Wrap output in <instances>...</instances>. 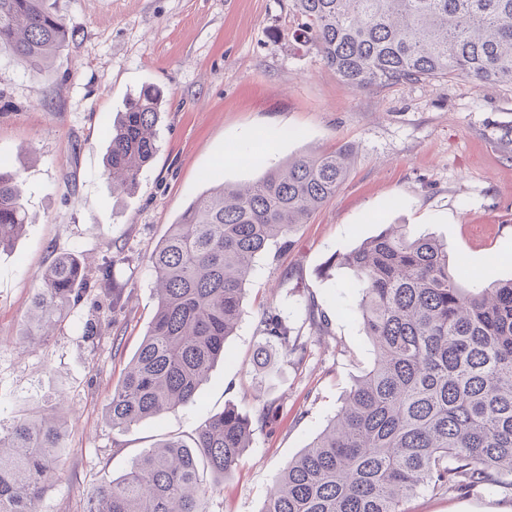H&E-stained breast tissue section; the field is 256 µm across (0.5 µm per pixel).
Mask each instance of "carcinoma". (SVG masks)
Listing matches in <instances>:
<instances>
[{
	"label": "carcinoma",
	"mask_w": 512,
	"mask_h": 512,
	"mask_svg": "<svg viewBox=\"0 0 512 512\" xmlns=\"http://www.w3.org/2000/svg\"><path fill=\"white\" fill-rule=\"evenodd\" d=\"M301 38L352 92L393 83L468 77L512 85V0H289ZM72 33L45 0H0V50L45 72ZM168 99L146 86L130 96L110 136L105 175L132 191L157 152ZM351 151L302 155L246 186L216 184L170 225L149 263L158 304L107 418L126 430L195 401L242 313L256 259L291 235L344 183ZM22 175L0 165V248L27 223ZM328 267L350 270L375 362L325 429L290 461L263 512H406L424 490L485 486L512 494V278L469 290L439 241L411 239L392 224ZM84 255L63 254L37 275V331L54 332L63 307L89 283ZM270 350H304L288 321L260 319ZM264 402L251 417L228 405L186 443L169 438L130 471L98 486L87 512H210L233 477L252 423L273 425ZM64 427L55 410L0 425V512H36L59 474ZM206 466L214 482L200 478Z\"/></svg>",
	"instance_id": "cac0c4a2"
}]
</instances>
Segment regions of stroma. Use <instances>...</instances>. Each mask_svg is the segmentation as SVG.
Segmentation results:
<instances>
[{"mask_svg":"<svg viewBox=\"0 0 512 512\" xmlns=\"http://www.w3.org/2000/svg\"><path fill=\"white\" fill-rule=\"evenodd\" d=\"M74 36L42 75L0 52V162L20 170L29 217L0 249V422L61 397L67 450L37 512H87L97 486L129 472L168 437L189 439L232 405L254 414L275 402V427L254 425L234 477L211 512H262L282 469L335 416L375 350L348 270H326L386 225L448 248L465 282L512 277V86L466 78L352 92L296 40L288 0H47ZM169 93L158 151L137 188L116 195L104 174L111 126L143 85ZM353 151L336 196L276 255L260 257L223 359L196 401L129 430L106 417L157 308L148 257L212 180L244 184L304 154ZM111 266L106 289H86L55 335L32 339L36 274L62 253ZM324 312L321 330L309 310ZM306 343L262 375L252 356L264 311ZM98 320L101 331L83 327ZM407 512H512L491 487L428 491Z\"/></svg>","mask_w":512,"mask_h":512,"instance_id":"obj_1","label":"stroma"}]
</instances>
